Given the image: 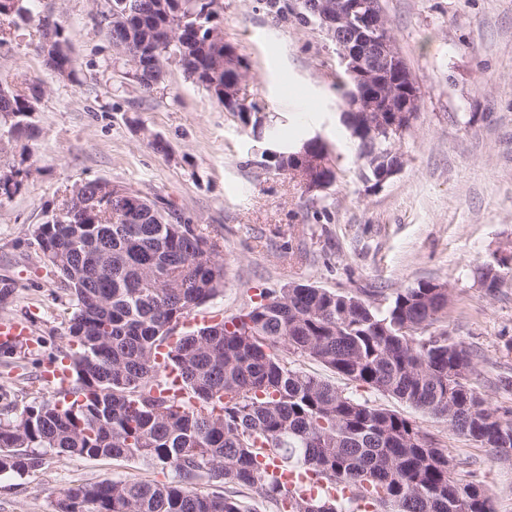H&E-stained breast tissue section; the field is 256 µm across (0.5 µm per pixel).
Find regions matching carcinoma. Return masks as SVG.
I'll use <instances>...</instances> for the list:
<instances>
[{
  "instance_id": "cac0c4a2",
  "label": "carcinoma",
  "mask_w": 512,
  "mask_h": 512,
  "mask_svg": "<svg viewBox=\"0 0 512 512\" xmlns=\"http://www.w3.org/2000/svg\"><path fill=\"white\" fill-rule=\"evenodd\" d=\"M35 0H0V18L33 17ZM219 0H107L101 14L115 59L139 42L153 52L155 84L172 61L224 103V29ZM36 51L60 78L72 74V38L38 16ZM41 94L0 86V140L33 135ZM398 135L375 129L356 137L372 177L392 167ZM21 172L0 171V199L22 186ZM90 180L77 191H107ZM65 189L58 203L63 206ZM141 219L111 209L39 225L36 245L50 252L58 288L68 297L71 349L62 399L33 402L0 419V473L23 476L47 450L89 458L142 460L177 480H111L63 490L57 512H246L223 491L235 485L272 500L278 512H494L477 484L452 474L448 454L420 425L360 400L292 367V356L319 362L357 386L386 393L442 419L470 439L512 452V420L481 426L487 400L448 372L472 358L429 328L447 317L448 294L431 281L397 292L380 310L353 291L293 283L263 289L237 314L185 321L223 290V245L205 229L171 224L145 196ZM112 225L104 237L101 228ZM103 251L111 262L86 270L80 254ZM296 469L347 497L309 496L285 488L269 471Z\"/></svg>"
}]
</instances>
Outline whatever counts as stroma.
I'll return each instance as SVG.
<instances>
[{"instance_id":"stroma-1","label":"stroma","mask_w":512,"mask_h":512,"mask_svg":"<svg viewBox=\"0 0 512 512\" xmlns=\"http://www.w3.org/2000/svg\"><path fill=\"white\" fill-rule=\"evenodd\" d=\"M222 2L224 39L250 65L241 95L267 117L258 138L178 65L149 93L125 80L99 25L103 0L36 4L72 37L73 79L58 78L38 55L37 20L17 21L0 43V84L42 88L35 138L0 142V169L23 172L21 192L0 201V319L29 325L34 344L0 351V418L60 397L41 374L67 345L68 324L33 233L59 190L102 179L223 240L224 291L188 326L292 281L361 288L377 305L420 282L444 284V327L473 358L470 385L512 419V264L502 262L512 254V0H380L420 107L395 145L400 170L378 186L360 175L357 142L341 120L336 49L322 30L296 19L294 0ZM315 136L332 145L344 173L323 189L275 171L258 145ZM486 268L501 275L497 290L482 285ZM294 365L415 421L447 450L455 476L486 489L495 512H512V456L313 360ZM174 477L143 461L50 451L28 476L0 473V512H56L60 492L79 482Z\"/></svg>"}]
</instances>
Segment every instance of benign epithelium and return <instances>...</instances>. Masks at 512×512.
I'll list each match as a JSON object with an SVG mask.
<instances>
[{
	"label": "benign epithelium",
	"mask_w": 512,
	"mask_h": 512,
	"mask_svg": "<svg viewBox=\"0 0 512 512\" xmlns=\"http://www.w3.org/2000/svg\"><path fill=\"white\" fill-rule=\"evenodd\" d=\"M312 12L321 28L336 46L342 69L358 89L361 112L366 125L383 127L402 135L412 124L419 109L418 93L406 75V63L390 37L388 23L378 0H312ZM242 77L224 83V104L244 113L257 116L264 122L261 112L240 95ZM294 162L293 170L306 174V182L313 189L328 187L323 175V159L305 145L289 153ZM112 197L122 200L131 212H136L140 199L136 191L112 187Z\"/></svg>",
	"instance_id": "obj_1"
}]
</instances>
